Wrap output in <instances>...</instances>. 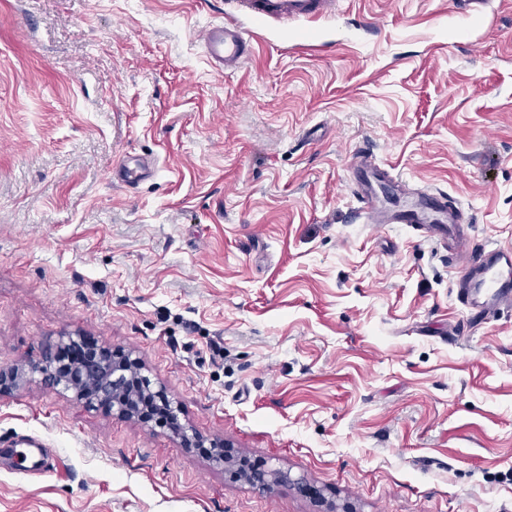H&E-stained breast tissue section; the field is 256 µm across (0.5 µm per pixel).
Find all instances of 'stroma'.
Returning a JSON list of instances; mask_svg holds the SVG:
<instances>
[{
    "label": "stroma",
    "instance_id": "obj_1",
    "mask_svg": "<svg viewBox=\"0 0 512 512\" xmlns=\"http://www.w3.org/2000/svg\"><path fill=\"white\" fill-rule=\"evenodd\" d=\"M0 0V367L79 335L132 355L173 427L42 380L0 394V512H512V306L468 324L460 263L357 215L354 158L447 193L465 245H512V0ZM150 164L133 184L119 165ZM217 441L302 478L252 489ZM237 13L262 20L322 18L336 13L339 0H231ZM207 26L201 41L209 61L225 74L237 71L250 55L252 46L248 34L234 15ZM14 454L17 459V465L21 470L38 471L41 473V471L48 472L51 469V464L49 462H47V464L45 465V455L43 453L42 448H14ZM37 454L42 458H40L37 462H34L33 459L36 457Z\"/></svg>",
    "mask_w": 512,
    "mask_h": 512
}]
</instances>
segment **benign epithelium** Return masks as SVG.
I'll return each instance as SVG.
<instances>
[{"instance_id": "7a95c632", "label": "benign epithelium", "mask_w": 512, "mask_h": 512, "mask_svg": "<svg viewBox=\"0 0 512 512\" xmlns=\"http://www.w3.org/2000/svg\"><path fill=\"white\" fill-rule=\"evenodd\" d=\"M38 375L52 378L53 384L60 387L62 392H70L90 405L95 401L108 399L119 415L127 414V405L125 399L117 396V393L129 386L152 394L169 412L177 410L175 401L163 388L152 390V382L148 376L139 373L131 378L126 375L122 366L109 365L97 356L78 363L65 364L57 362L55 357L49 355L43 362L30 366L26 373L17 369L6 371L1 368L0 393L15 388L18 380L26 376L34 378ZM249 482L258 489H265L274 483L299 484L302 479H293L290 473L274 468L255 474Z\"/></svg>"}]
</instances>
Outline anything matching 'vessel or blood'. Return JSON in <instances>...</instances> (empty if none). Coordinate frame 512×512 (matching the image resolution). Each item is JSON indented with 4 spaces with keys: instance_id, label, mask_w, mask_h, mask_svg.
Returning a JSON list of instances; mask_svg holds the SVG:
<instances>
[{
    "instance_id": "obj_1",
    "label": "vessel or blood",
    "mask_w": 512,
    "mask_h": 512,
    "mask_svg": "<svg viewBox=\"0 0 512 512\" xmlns=\"http://www.w3.org/2000/svg\"><path fill=\"white\" fill-rule=\"evenodd\" d=\"M238 14L262 20H298L322 18L336 12V0H232ZM202 46L214 66L232 73L250 55L252 46L248 34L234 18L207 26L201 34ZM360 171L355 197L371 224H419L431 238L456 241L459 211L450 208L445 192L422 194L417 204L408 209L384 212L377 198V186L385 175L372 165L367 154H360ZM461 296L479 316H487L504 303H512V247L496 246L480 254L461 250Z\"/></svg>"
}]
</instances>
